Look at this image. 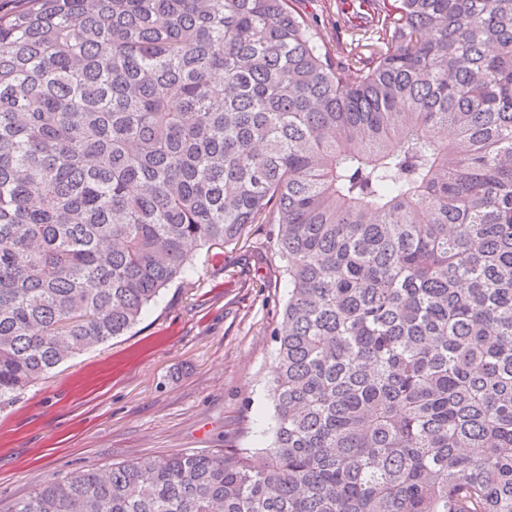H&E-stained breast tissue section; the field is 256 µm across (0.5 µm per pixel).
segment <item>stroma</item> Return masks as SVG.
<instances>
[{"instance_id":"1","label":"stroma","mask_w":512,"mask_h":512,"mask_svg":"<svg viewBox=\"0 0 512 512\" xmlns=\"http://www.w3.org/2000/svg\"><path fill=\"white\" fill-rule=\"evenodd\" d=\"M361 0H297L320 48L366 57L351 28ZM274 228L199 250L187 283L164 289L126 335L69 358L0 409V512L53 477L230 444L267 447L268 396L288 301Z\"/></svg>"}]
</instances>
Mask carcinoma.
Listing matches in <instances>:
<instances>
[{"label": "carcinoma", "mask_w": 512, "mask_h": 512, "mask_svg": "<svg viewBox=\"0 0 512 512\" xmlns=\"http://www.w3.org/2000/svg\"><path fill=\"white\" fill-rule=\"evenodd\" d=\"M0 11V408L125 335L193 252L274 224L258 457L126 460L7 512H512V0ZM361 0H298L295 6L307 18L316 34V42L331 56L353 62L368 56L367 44L376 39V30L352 29L349 20L360 10ZM369 38H371L369 40Z\"/></svg>", "instance_id": "cac0c4a2"}]
</instances>
